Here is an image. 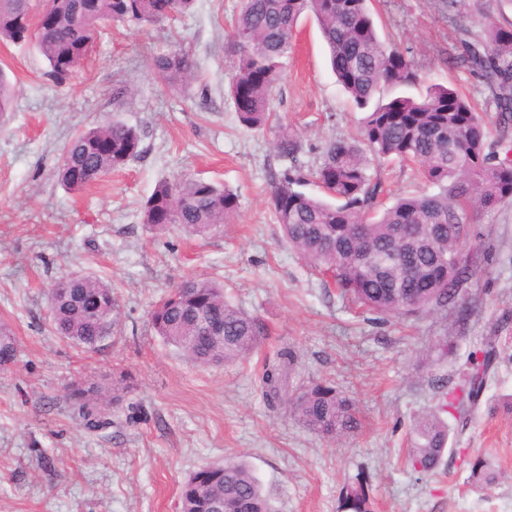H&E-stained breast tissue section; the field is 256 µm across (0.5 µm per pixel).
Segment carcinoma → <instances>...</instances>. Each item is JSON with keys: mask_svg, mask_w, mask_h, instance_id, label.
<instances>
[{"mask_svg": "<svg viewBox=\"0 0 512 512\" xmlns=\"http://www.w3.org/2000/svg\"><path fill=\"white\" fill-rule=\"evenodd\" d=\"M196 0H0V43H33L57 84L68 83L101 37L109 21L154 26L188 14ZM225 40L234 76L229 98L239 123L249 130L270 127L274 93L283 80L284 60L291 54L300 17L311 14L328 47L329 64L346 96L366 111L355 136L328 141L313 168L298 164L300 136L286 124L275 126L273 145L290 162L268 184L266 202L285 241L322 286L357 306L374 320L417 318L457 307L472 272L468 261L450 258L469 243L477 216L512 200V22L492 19L479 32L458 29L462 52L453 64L467 68L489 90L496 109L495 125L472 102L442 85L419 98L383 100L387 88L412 85L418 75L396 45L383 41L375 28L368 0H239ZM50 10L53 26L38 31L41 12ZM153 70L171 87L194 78L196 64L179 50L153 57ZM137 129L120 120L78 132L67 144L59 181L81 192L97 180L123 169L139 157ZM396 161L438 188L432 194L398 198L383 206V182L373 164ZM325 198L308 194L309 185ZM233 191L200 177L156 182L141 209V221L156 232L177 226L189 236L209 238L224 232L237 212ZM49 325L71 344L95 349L113 333L121 317L117 293L95 276L75 283L57 278L48 293ZM149 318L167 345L201 367L239 362L259 347L267 329L261 319L227 298L224 285L209 277L187 278L155 303ZM17 358L12 330L0 324V368ZM498 360L489 340L469 354V372L458 388L442 376L431 379L433 404L413 422L406 462L418 479L436 474L448 454L446 416L463 402L481 401ZM299 356L292 347L268 360L260 390L279 402L308 429L330 439L359 427L350 399L332 381L319 378L288 393ZM129 385H86L75 381L69 399L88 429L100 401L118 406ZM471 478L490 483L495 474L483 458L468 462ZM206 476L193 471L179 492L180 512H273L262 486L242 459L206 463ZM344 512H372L369 484L358 479L341 491Z\"/></svg>", "mask_w": 512, "mask_h": 512, "instance_id": "carcinoma-1", "label": "carcinoma"}]
</instances>
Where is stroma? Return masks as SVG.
<instances>
[{
  "label": "stroma",
  "mask_w": 512,
  "mask_h": 512,
  "mask_svg": "<svg viewBox=\"0 0 512 512\" xmlns=\"http://www.w3.org/2000/svg\"><path fill=\"white\" fill-rule=\"evenodd\" d=\"M237 0H197L191 14L151 27L117 24L96 43L76 77L55 85L32 45H0V70L13 108L0 120V321L9 324L17 361L0 369V512H178L180 486L200 465L239 456L249 462L275 512H342L344 483L364 475L374 512H512V201L479 215L466 248L473 275L462 295L466 320L431 312L407 322L375 323L322 288L284 240L265 189L286 163L270 132L238 122L224 93L231 62L224 35ZM382 37L417 69V84L464 92L494 117L482 84L445 63L456 30L484 20L512 21V0H463L442 16L435 0H372ZM181 49L197 63L186 88L169 87L154 56ZM313 17L302 19L273 122L303 138L299 159L314 166L320 149L354 136L364 116L337 85ZM133 88L117 97L121 87ZM119 119L135 127L141 154L87 191L57 180L71 136ZM198 175L239 196L222 235L197 238L178 228L158 234L140 222L156 181ZM99 276L115 289L122 317L93 351L53 336L47 292L66 273ZM213 277L227 296L260 316L268 334L241 362L198 367L156 336L151 305L182 279ZM453 337L443 368L434 346ZM491 339L499 357L484 397L450 437L440 474L416 479L405 463L409 428L432 402L429 381L461 384L470 351ZM285 346L300 355L298 387L328 378L354 403L360 429L330 442L263 400L265 361ZM127 380L111 423L84 429L65 391L73 380ZM488 460L495 485L476 484L456 449Z\"/></svg>",
  "instance_id": "stroma-1"
}]
</instances>
